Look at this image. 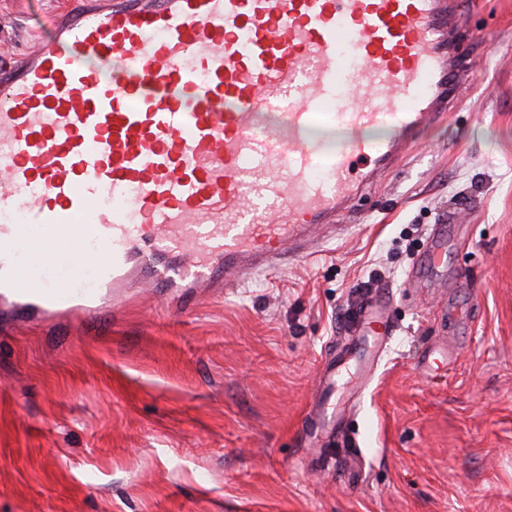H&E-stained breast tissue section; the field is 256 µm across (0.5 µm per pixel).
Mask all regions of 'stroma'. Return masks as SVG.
Here are the masks:
<instances>
[{
    "mask_svg": "<svg viewBox=\"0 0 512 512\" xmlns=\"http://www.w3.org/2000/svg\"><path fill=\"white\" fill-rule=\"evenodd\" d=\"M64 2L0 0V66ZM464 2L473 81L312 257L190 311L145 288L0 329V512H512V0ZM436 230L448 265L409 280ZM380 291L394 334L309 441L322 364Z\"/></svg>",
    "mask_w": 512,
    "mask_h": 512,
    "instance_id": "1",
    "label": "stroma"
}]
</instances>
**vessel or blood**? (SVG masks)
<instances>
[{
    "instance_id": "b4317fda",
    "label": "vessel or blood",
    "mask_w": 512,
    "mask_h": 512,
    "mask_svg": "<svg viewBox=\"0 0 512 512\" xmlns=\"http://www.w3.org/2000/svg\"><path fill=\"white\" fill-rule=\"evenodd\" d=\"M64 21L0 70V325L96 318L131 288L222 294L309 255L355 198L444 121L469 62L461 0H72ZM276 114L281 133L260 136ZM382 127L333 151L314 127ZM96 257L61 276L53 247ZM394 326L369 297L330 356L332 382L371 373ZM306 414L311 436L337 419Z\"/></svg>"
}]
</instances>
